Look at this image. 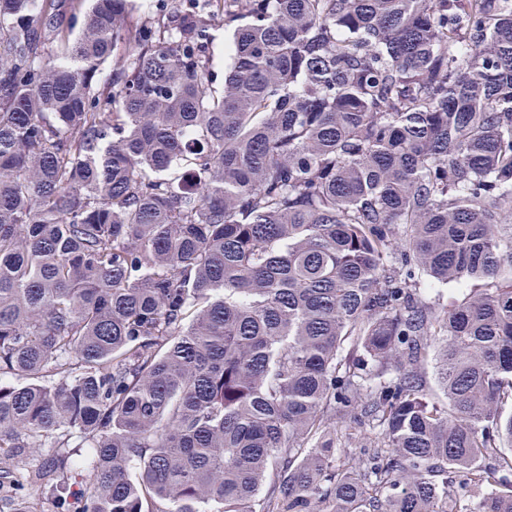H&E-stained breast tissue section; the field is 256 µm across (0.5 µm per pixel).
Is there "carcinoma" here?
Returning a JSON list of instances; mask_svg holds the SVG:
<instances>
[{"label": "carcinoma", "mask_w": 512, "mask_h": 512, "mask_svg": "<svg viewBox=\"0 0 512 512\" xmlns=\"http://www.w3.org/2000/svg\"><path fill=\"white\" fill-rule=\"evenodd\" d=\"M80 2L0 0V489L512 512V0Z\"/></svg>", "instance_id": "carcinoma-1"}]
</instances>
